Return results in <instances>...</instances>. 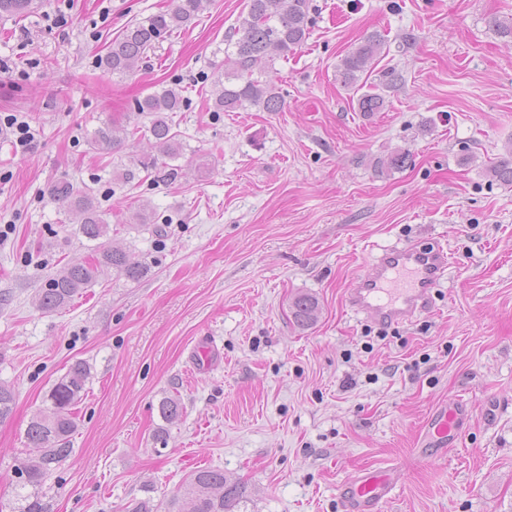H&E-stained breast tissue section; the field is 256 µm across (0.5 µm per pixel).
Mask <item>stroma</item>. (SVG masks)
<instances>
[{
    "mask_svg": "<svg viewBox=\"0 0 512 512\" xmlns=\"http://www.w3.org/2000/svg\"><path fill=\"white\" fill-rule=\"evenodd\" d=\"M245 2L211 0L124 76L98 55L173 0H37L0 20V114L34 134L24 154L0 134V382L16 392L0 512L28 423L78 360L91 375L72 454L45 484L50 512H131L205 467L244 486L247 512H343L337 488L363 468L399 475L383 512H512V188L484 173L512 142V43L495 27L512 0H312L309 39L272 72L284 110L215 112ZM374 31L411 41L387 58L404 84L367 118L336 65ZM174 84L185 150L166 183L132 164L159 152L134 107ZM107 119L131 131L115 151L93 141ZM398 146L411 164L377 176L372 161ZM58 180L91 188L110 246L149 270L132 283L101 268L43 313L36 291L97 251L49 198ZM434 243L452 264L428 311L382 327L346 306L381 249ZM299 294L318 302L304 329ZM166 396L185 407L170 423ZM458 398L473 406L462 443L420 452L429 412Z\"/></svg>",
    "mask_w": 512,
    "mask_h": 512,
    "instance_id": "obj_1",
    "label": "stroma"
}]
</instances>
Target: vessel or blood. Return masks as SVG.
Instances as JSON below:
<instances>
[{
  "instance_id": "1",
  "label": "vessel or blood",
  "mask_w": 512,
  "mask_h": 512,
  "mask_svg": "<svg viewBox=\"0 0 512 512\" xmlns=\"http://www.w3.org/2000/svg\"><path fill=\"white\" fill-rule=\"evenodd\" d=\"M448 262V253L440 246L384 250L370 271L352 282L345 301L380 324L401 323L428 309L431 291L444 277ZM468 415L464 401L438 405L423 424V449L443 456L457 447ZM395 488L393 473L365 469L354 480L340 485L339 498L345 512H382Z\"/></svg>"
}]
</instances>
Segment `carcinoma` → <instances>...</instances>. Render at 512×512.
I'll use <instances>...</instances> for the list:
<instances>
[{"mask_svg":"<svg viewBox=\"0 0 512 512\" xmlns=\"http://www.w3.org/2000/svg\"><path fill=\"white\" fill-rule=\"evenodd\" d=\"M210 0H176L175 7L151 14L128 25L112 40L99 66L116 74L133 71L146 52L160 40L187 27L209 5ZM33 0H0V19L22 15L32 8ZM247 15L235 31L236 39H228L224 47V71L217 74L210 100L215 112H238L254 107L263 112H280L286 100L283 90L270 79L255 75L260 65L271 69L277 59L300 49L310 36L311 0H247ZM389 53L387 40L379 33L364 37L336 65V81L345 88H358L363 75L369 73ZM405 81L402 71L384 67L377 72V81L358 99V110L369 116L384 109L388 93ZM187 106L182 90L164 88L136 101L135 111L149 117L148 131L164 156L175 159L184 149L181 134L173 130L170 114ZM128 129L114 121L100 125L94 132L97 144L117 148L127 138ZM506 156L492 162L486 174L504 186L512 187V147L504 146ZM412 162L408 148L398 147L374 163L375 171L385 175L406 168ZM51 199L67 204L76 233L88 240L108 236L109 224L103 218L95 199L86 190L67 181L54 183L48 189ZM108 267L126 280L136 282L148 271L143 263L131 262L119 249H102L96 256L70 263L64 272L50 278L37 291L33 303L43 312H54L69 305L81 290L90 286L98 271ZM318 305L309 295H300L292 303V316L301 327L310 326L317 318ZM90 377L84 361L72 363L49 389L48 406L29 422L25 439L32 456L25 463V473L15 488L13 512H49L42 487L47 472L65 461L73 449L70 438L78 423L76 407L86 393ZM14 389L0 383V422L11 418L15 406ZM183 411L178 399L164 397L159 412L168 422ZM246 499L245 488L230 481L224 471L202 468L193 471L180 490L155 505L141 503L132 512H237Z\"/></svg>","mask_w":512,"mask_h":512,"instance_id":"obj_1","label":"carcinoma"}]
</instances>
